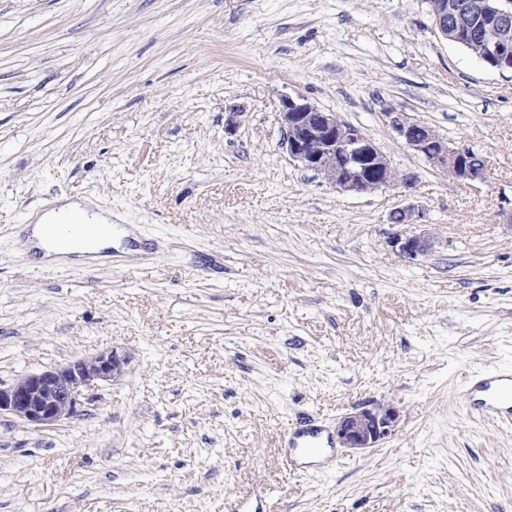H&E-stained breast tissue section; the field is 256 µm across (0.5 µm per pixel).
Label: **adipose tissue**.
<instances>
[{
	"label": "adipose tissue",
	"instance_id": "ef3b65f1",
	"mask_svg": "<svg viewBox=\"0 0 512 512\" xmlns=\"http://www.w3.org/2000/svg\"><path fill=\"white\" fill-rule=\"evenodd\" d=\"M73 213L101 225L108 222L107 216L93 211L90 201L58 199L51 209L35 215L27 229L25 245L33 251L39 262L59 263L76 258L100 260L103 259L106 250L112 249L120 241L121 236L117 233L100 236L91 232L86 235L80 247H71L65 239L61 224L66 216Z\"/></svg>",
	"mask_w": 512,
	"mask_h": 512
}]
</instances>
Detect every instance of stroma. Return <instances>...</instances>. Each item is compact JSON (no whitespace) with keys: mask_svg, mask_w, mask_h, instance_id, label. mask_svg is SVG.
<instances>
[{"mask_svg":"<svg viewBox=\"0 0 512 512\" xmlns=\"http://www.w3.org/2000/svg\"><path fill=\"white\" fill-rule=\"evenodd\" d=\"M361 128L411 194L337 191L282 148L280 96ZM240 116L233 132L230 109ZM403 112L485 158L464 184ZM106 205L138 253L91 274L21 242L56 199ZM435 236L390 244L394 208ZM115 347L81 416L0 415V512H512V429L471 411L512 368V73L428 0H0V382ZM400 412L375 448L290 469L282 430ZM385 115L397 137L407 147L421 154L434 168L468 184L486 180L485 164L469 165L466 162L473 157L475 153L473 149L451 146L448 141L440 138L430 126L412 120L403 112H386ZM432 239L433 237L426 230L416 234H408L406 231L397 230L392 233L390 243L398 249L401 257L414 260L430 250Z\"/></svg>","mask_w":512,"mask_h":512,"instance_id":"1","label":"stroma"}]
</instances>
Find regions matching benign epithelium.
Here are the masks:
<instances>
[{"instance_id": "1", "label": "benign epithelium", "mask_w": 512, "mask_h": 512, "mask_svg": "<svg viewBox=\"0 0 512 512\" xmlns=\"http://www.w3.org/2000/svg\"><path fill=\"white\" fill-rule=\"evenodd\" d=\"M466 11L487 24L492 31L481 59L512 67V0H442L439 12L432 14L436 30L443 38L451 36L458 13ZM277 110L285 131L282 147L302 167L314 171L332 187L353 193H369L390 186L409 191L415 177L400 172L390 158L359 128L343 127L334 112H325L304 98L283 95ZM392 129L410 149L421 154L436 169L453 178L473 184L483 182L487 168L470 165L474 151L453 147L423 122L403 112H388ZM415 207L392 212L390 243L401 257L414 260L432 246V236L423 231L409 234L400 227L412 223ZM132 358L115 348L79 357L64 366L18 377L0 383V414L34 428H50L76 417L84 402L92 399L99 385L120 377ZM399 413L388 402H375L356 409L338 421L336 438L345 448H375L395 431Z\"/></svg>"}]
</instances>
